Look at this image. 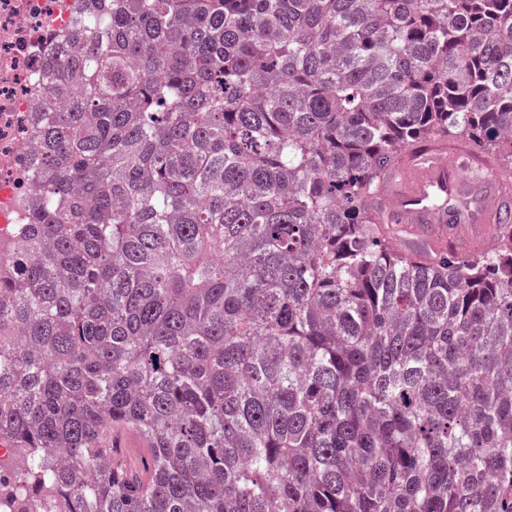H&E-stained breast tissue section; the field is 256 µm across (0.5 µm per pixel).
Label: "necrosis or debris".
<instances>
[{
	"label": "necrosis or debris",
	"mask_w": 512,
	"mask_h": 512,
	"mask_svg": "<svg viewBox=\"0 0 512 512\" xmlns=\"http://www.w3.org/2000/svg\"><path fill=\"white\" fill-rule=\"evenodd\" d=\"M75 0H0V240L13 237L34 198L27 143L44 80L43 57L75 22Z\"/></svg>",
	"instance_id": "1"
}]
</instances>
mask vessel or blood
I'll return each instance as SVG.
<instances>
[{
  "mask_svg": "<svg viewBox=\"0 0 512 512\" xmlns=\"http://www.w3.org/2000/svg\"><path fill=\"white\" fill-rule=\"evenodd\" d=\"M379 199L386 219L406 231L404 247L415 252L438 242L441 224H451L469 243L485 239L512 209V187L480 159L430 147L402 159Z\"/></svg>",
  "mask_w": 512,
  "mask_h": 512,
  "instance_id": "1",
  "label": "vessel or blood"
}]
</instances>
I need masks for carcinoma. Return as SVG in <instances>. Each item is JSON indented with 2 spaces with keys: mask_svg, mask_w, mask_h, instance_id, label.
<instances>
[{
  "mask_svg": "<svg viewBox=\"0 0 512 512\" xmlns=\"http://www.w3.org/2000/svg\"><path fill=\"white\" fill-rule=\"evenodd\" d=\"M76 15L0 265V512H512V221L410 254L375 206L431 137L512 160V0Z\"/></svg>",
  "mask_w": 512,
  "mask_h": 512,
  "instance_id": "1",
  "label": "carcinoma"
}]
</instances>
